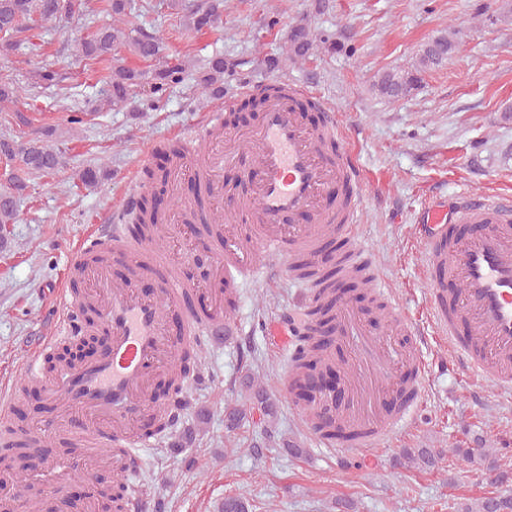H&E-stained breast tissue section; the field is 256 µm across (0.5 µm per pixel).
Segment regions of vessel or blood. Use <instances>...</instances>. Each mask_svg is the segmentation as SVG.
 <instances>
[{
    "label": "vessel or blood",
    "mask_w": 512,
    "mask_h": 512,
    "mask_svg": "<svg viewBox=\"0 0 512 512\" xmlns=\"http://www.w3.org/2000/svg\"><path fill=\"white\" fill-rule=\"evenodd\" d=\"M303 96L292 86L268 93L243 145L225 123L223 107L210 108L189 135L192 152L174 168V176L191 177L208 194L225 198L228 223L213 240L217 283L225 298L233 297L237 275L267 273L261 262L265 256L292 266L302 257L313 264L330 261L339 275L354 274L365 287L379 288V278L365 268L357 244L365 188L346 153L331 158L324 149L325 141L342 138L339 119L329 108L323 125L309 126L300 107ZM243 150L252 158L251 190L244 196L225 193L224 167L236 162ZM341 183L348 192L337 198L335 211L320 209L322 193ZM145 191L144 185L128 180L122 200L106 212L97 231L77 245L74 265L87 292L65 285L54 290L62 317L46 347L79 337L85 330L84 312L91 305L110 334L106 354L77 366H61L48 381L40 373L39 357L25 361L26 380L40 383L44 396L69 412L68 417L42 422L35 430L24 428L20 434L34 456L40 455L46 437L66 435V448L45 459L46 470L62 464L79 469L92 452L118 458L125 449L144 447L135 426L145 415L146 390L153 376L168 370L199 329H206L212 342L222 341L229 330L228 310L188 305L192 290L181 275L180 262L116 231V223L135 211ZM299 210L308 212V222L290 223ZM330 234L344 243L333 257L319 246L320 238ZM421 248L426 271L443 270L459 286L453 298L446 289L435 287L428 295L432 325L447 338L449 356L472 378L512 392V199L479 195L451 206L428 204ZM116 263L126 268L125 281L113 280L111 268ZM147 270L156 283L149 296L135 286ZM379 290L391 328L408 332L409 319L396 297L389 289ZM174 320L183 324L184 340L171 338L168 326ZM459 320L470 323V337L456 335ZM336 322L347 364L357 370L375 367L380 395L403 392L412 401L421 399L426 368L416 346L388 342L359 307L345 301L336 306ZM410 413L405 407L388 417L377 411L365 416L370 434L355 441V450L378 446L407 422Z\"/></svg>",
    "instance_id": "b4317fda"
}]
</instances>
